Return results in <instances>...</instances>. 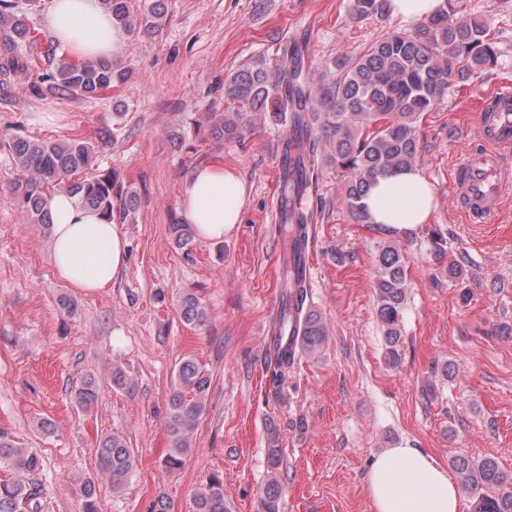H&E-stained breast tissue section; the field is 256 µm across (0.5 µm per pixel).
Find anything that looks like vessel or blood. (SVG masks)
I'll return each mask as SVG.
<instances>
[{
  "label": "vessel or blood",
  "instance_id": "b4317fda",
  "mask_svg": "<svg viewBox=\"0 0 512 512\" xmlns=\"http://www.w3.org/2000/svg\"><path fill=\"white\" fill-rule=\"evenodd\" d=\"M475 123L481 146L459 159L448 188L462 214L489 219L512 202V87L485 95Z\"/></svg>",
  "mask_w": 512,
  "mask_h": 512
}]
</instances>
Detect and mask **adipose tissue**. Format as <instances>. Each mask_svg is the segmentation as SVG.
Returning <instances> with one entry per match:
<instances>
[{"label":"adipose tissue","instance_id":"adipose-tissue-1","mask_svg":"<svg viewBox=\"0 0 512 512\" xmlns=\"http://www.w3.org/2000/svg\"><path fill=\"white\" fill-rule=\"evenodd\" d=\"M45 27L71 55L119 57L122 35L101 0H52ZM246 188L240 174L220 165L197 168L182 190L183 220L204 240L223 239L241 223ZM433 190L416 168L381 179L364 200L376 223L407 232L426 223ZM52 220V264L69 287L94 293L111 286L126 267L128 242L118 225L105 223L74 195L48 200ZM373 512H460L454 481L434 458L418 448L393 447L377 454L367 475Z\"/></svg>","mask_w":512,"mask_h":512}]
</instances>
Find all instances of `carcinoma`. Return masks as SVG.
Masks as SVG:
<instances>
[{
  "label": "carcinoma",
  "mask_w": 512,
  "mask_h": 512,
  "mask_svg": "<svg viewBox=\"0 0 512 512\" xmlns=\"http://www.w3.org/2000/svg\"><path fill=\"white\" fill-rule=\"evenodd\" d=\"M448 10L430 18L410 33H394L324 65L311 76L312 65L301 50L286 51L275 62L257 57L230 73L224 96L237 104L232 112L211 113L209 136L221 144L239 141L244 130L259 118L286 125L281 144L279 232L283 240L281 306L265 349L266 369L279 390L296 355L317 357L329 330L321 314L308 302L309 282L303 275L305 248L313 212L302 200L316 191L319 164L336 170L342 181L341 200L356 224H372L363 199L380 176L416 166L420 152V120L449 93L453 85L488 74L498 62L495 38L483 21L465 14L464 0H447ZM13 0H0V74L17 71L33 75L31 88L72 98H95L127 82L132 72L121 63L93 57L73 60L57 55L47 45L40 56L47 68H37L34 58L22 52L33 44L32 10ZM112 13V23L135 40L159 34L166 22L167 0H149L136 9V0H102ZM357 17L383 15L387 0H350ZM0 148L12 159L19 178L10 188L13 200L35 224L50 226L48 197L67 192L81 204L101 213L108 223L124 224L136 210L135 194L125 190L114 171L89 173L96 147L89 141L38 139L21 127L0 129ZM175 244L184 249L193 242L192 225H171ZM388 238L374 255L376 317L381 326L384 358L388 366L401 365L400 347L409 282L406 261L390 239L395 231L383 229ZM180 319L199 330L209 327L207 303L192 290L177 295ZM111 387L129 396L137 393L130 373L119 365L110 371ZM210 373L193 358L181 359L174 368L165 420L168 448L165 468H182L191 458L195 436L206 413L211 388ZM100 383L86 374L71 389L77 410L97 406ZM98 471L119 493L136 469L133 449L117 434L100 437L96 449ZM283 464L279 429L267 428L268 480L260 491L258 512H283L284 489L278 476ZM42 461L33 448L24 446L10 432L0 429V469L11 479L0 480V512H43L45 488L40 480ZM464 492L472 498L473 512H512V476L492 457L452 460ZM81 512H99L98 480L77 481ZM193 512H232L224 497V481L209 477L195 495Z\"/></svg>",
  "instance_id": "carcinoma-1"
}]
</instances>
